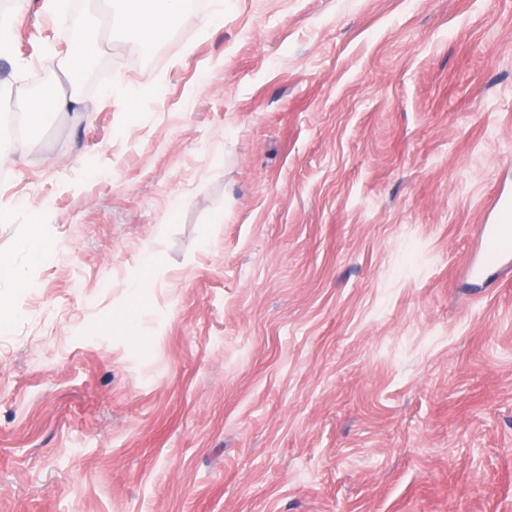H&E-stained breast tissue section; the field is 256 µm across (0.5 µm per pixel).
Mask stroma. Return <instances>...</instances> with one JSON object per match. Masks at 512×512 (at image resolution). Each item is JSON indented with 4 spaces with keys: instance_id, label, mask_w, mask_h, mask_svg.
Returning a JSON list of instances; mask_svg holds the SVG:
<instances>
[{
    "instance_id": "1",
    "label": "stroma",
    "mask_w": 512,
    "mask_h": 512,
    "mask_svg": "<svg viewBox=\"0 0 512 512\" xmlns=\"http://www.w3.org/2000/svg\"><path fill=\"white\" fill-rule=\"evenodd\" d=\"M41 3L0 113L76 46ZM99 37L86 109L0 148V512H512V262L465 274L512 197V0Z\"/></svg>"
}]
</instances>
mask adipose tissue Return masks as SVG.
<instances>
[{
    "mask_svg": "<svg viewBox=\"0 0 512 512\" xmlns=\"http://www.w3.org/2000/svg\"><path fill=\"white\" fill-rule=\"evenodd\" d=\"M113 23L134 30L141 39L163 38L182 18V0H116Z\"/></svg>",
    "mask_w": 512,
    "mask_h": 512,
    "instance_id": "obj_1",
    "label": "adipose tissue"
}]
</instances>
